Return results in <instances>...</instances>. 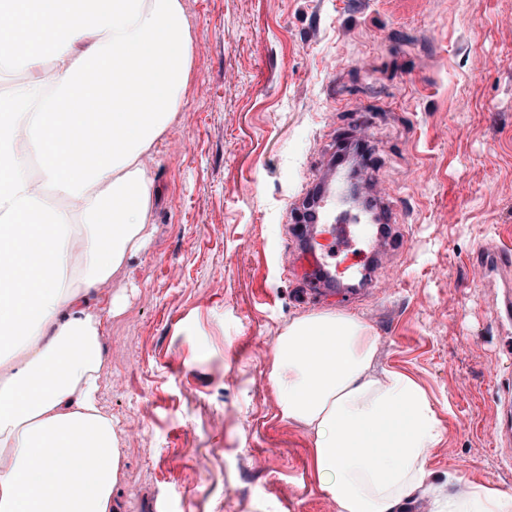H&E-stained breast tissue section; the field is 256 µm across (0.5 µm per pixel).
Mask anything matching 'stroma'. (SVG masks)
I'll return each instance as SVG.
<instances>
[{
    "label": "stroma",
    "mask_w": 512,
    "mask_h": 512,
    "mask_svg": "<svg viewBox=\"0 0 512 512\" xmlns=\"http://www.w3.org/2000/svg\"><path fill=\"white\" fill-rule=\"evenodd\" d=\"M181 2L200 49L146 161L149 238L110 283L119 309L101 339L120 512H336L269 379L276 336L320 311L371 326L378 367L435 410L441 438L405 512L447 504L452 474L512 491V327L471 262L481 240L512 246V0ZM360 124L396 190V278L319 300L294 265L292 215Z\"/></svg>",
    "instance_id": "stroma-1"
}]
</instances>
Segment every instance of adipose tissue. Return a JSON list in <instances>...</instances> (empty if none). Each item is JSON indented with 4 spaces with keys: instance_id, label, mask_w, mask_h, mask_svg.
Masks as SVG:
<instances>
[{
    "instance_id": "obj_1",
    "label": "adipose tissue",
    "mask_w": 512,
    "mask_h": 512,
    "mask_svg": "<svg viewBox=\"0 0 512 512\" xmlns=\"http://www.w3.org/2000/svg\"><path fill=\"white\" fill-rule=\"evenodd\" d=\"M15 29L0 31V63L19 33L44 36L29 69L50 61L53 88L32 78L0 99V235L15 267L0 289V337L24 320L28 340L0 362V512H119L121 451L99 404L103 287L144 245L156 194L143 167L174 122L191 66L180 0H0ZM136 110H129V100ZM91 142L85 160L51 158L58 139ZM83 244L81 287L72 246ZM378 338L359 317L298 316L277 336L270 377L282 419L302 424L321 490L336 512H404L423 485L439 421L408 374L376 366ZM71 472L60 481L55 455ZM39 466H31L32 456ZM448 512H512V492L471 484Z\"/></svg>"
}]
</instances>
